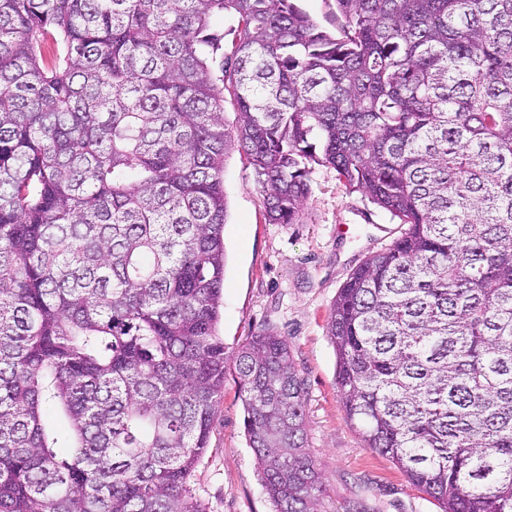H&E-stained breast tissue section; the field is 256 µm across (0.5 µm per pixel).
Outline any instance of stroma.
I'll use <instances>...</instances> for the list:
<instances>
[{
    "label": "stroma",
    "instance_id": "obj_1",
    "mask_svg": "<svg viewBox=\"0 0 512 512\" xmlns=\"http://www.w3.org/2000/svg\"><path fill=\"white\" fill-rule=\"evenodd\" d=\"M299 223L271 224L243 155L224 168L227 266L219 334L227 349L273 331L286 336L306 381L308 449L325 485V512H437L385 456L367 448L340 403L328 316L352 270L388 247L404 227L364 194L347 192L332 168L313 165ZM234 372L191 488L205 512H274L243 424Z\"/></svg>",
    "mask_w": 512,
    "mask_h": 512
}]
</instances>
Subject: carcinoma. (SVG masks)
<instances>
[{"label": "carcinoma", "instance_id": "obj_1", "mask_svg": "<svg viewBox=\"0 0 512 512\" xmlns=\"http://www.w3.org/2000/svg\"><path fill=\"white\" fill-rule=\"evenodd\" d=\"M336 10L0 0V512H205L229 365L274 512H324L288 339L219 334L232 149L271 224L315 162L407 225L330 308L340 403L441 512H512V0ZM297 3L324 30L340 36L335 0H300Z\"/></svg>", "mask_w": 512, "mask_h": 512}]
</instances>
